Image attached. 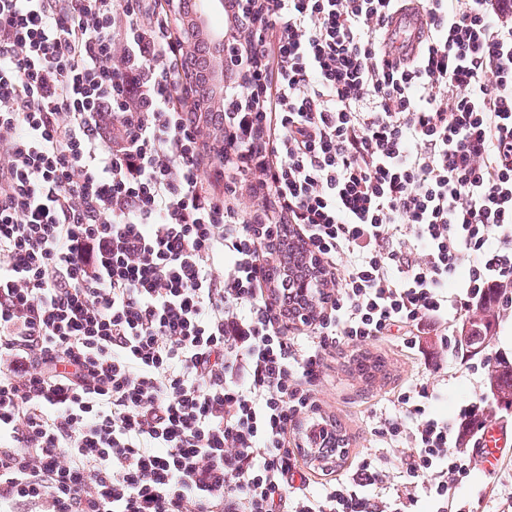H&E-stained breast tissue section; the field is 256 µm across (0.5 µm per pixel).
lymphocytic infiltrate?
I'll list each match as a JSON object with an SVG mask.
<instances>
[{"mask_svg":"<svg viewBox=\"0 0 512 512\" xmlns=\"http://www.w3.org/2000/svg\"><path fill=\"white\" fill-rule=\"evenodd\" d=\"M229 2L197 112L159 0H0V512H453L476 467L425 364L368 415L398 465L318 483L288 431L332 349L419 355L512 281V0ZM422 25V19L413 14H401L393 23V30L396 35L394 45L397 51L405 52L411 47L414 35ZM210 89L212 90V100L215 98H224V50L212 58L211 66L207 75ZM306 251V248L301 244L299 239L288 237V265H290L288 277L293 280V288L294 283L296 284L308 277L317 276L319 273L311 269V264L315 266V269H318L316 258L311 256L309 252L307 255Z\"/></svg>","mask_w":512,"mask_h":512,"instance_id":"lymphocytic-infiltrate-1","label":"lymphocytic infiltrate"}]
</instances>
